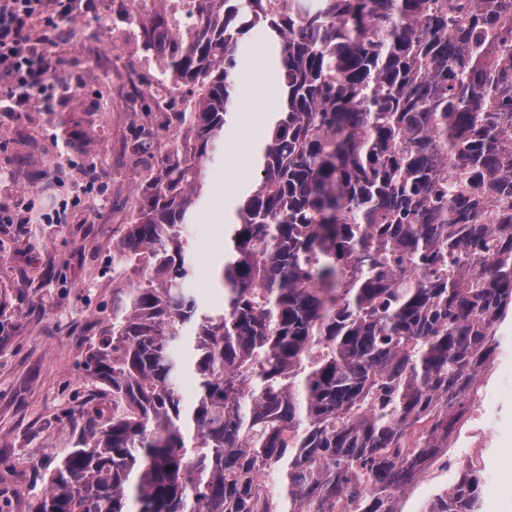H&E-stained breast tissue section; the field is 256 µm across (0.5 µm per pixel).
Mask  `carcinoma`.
Here are the masks:
<instances>
[{
    "mask_svg": "<svg viewBox=\"0 0 512 512\" xmlns=\"http://www.w3.org/2000/svg\"><path fill=\"white\" fill-rule=\"evenodd\" d=\"M191 104L155 146L86 371L92 425L29 512H402L512 314V0H130ZM255 33L284 102L208 312L184 233ZM193 380L187 402L179 384ZM460 472L422 512H481Z\"/></svg>",
    "mask_w": 512,
    "mask_h": 512,
    "instance_id": "cac0c4a2",
    "label": "carcinoma"
}]
</instances>
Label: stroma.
<instances>
[{
  "label": "stroma",
  "instance_id": "stroma-1",
  "mask_svg": "<svg viewBox=\"0 0 512 512\" xmlns=\"http://www.w3.org/2000/svg\"><path fill=\"white\" fill-rule=\"evenodd\" d=\"M137 22L129 0H91L90 9L66 26L63 40L48 43L54 77L77 98L54 95L0 120V198L6 207L37 213L65 209V224H0V289L11 305L0 332V504L27 512L41 495L44 475L75 448L95 423L125 409L106 386L84 372L89 347L112 308V294L131 287V271L112 264V241L128 219L127 202L147 178L124 143L153 117L154 103L138 87L112 36ZM239 74L238 106L221 156L206 168L207 194L196 207L187 238L197 258L194 288L205 304L222 301L212 269L224 256L222 210L240 185L252 184V147L268 128L269 97L277 86L257 35ZM97 162L95 185L84 190L85 158ZM480 454L492 488L481 491L482 512H512V450L460 447ZM456 479L433 463L400 497L402 512L423 503Z\"/></svg>",
  "mask_w": 512,
  "mask_h": 512
}]
</instances>
